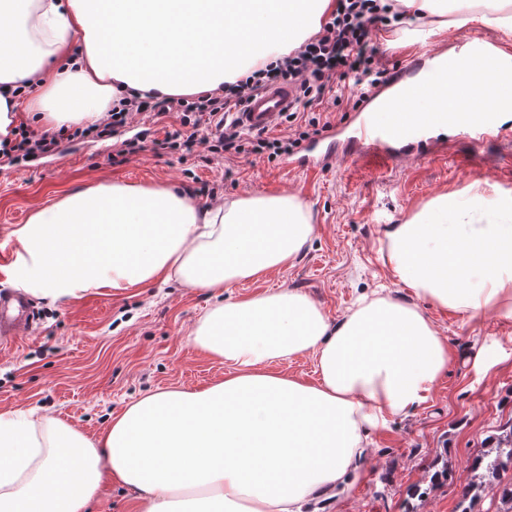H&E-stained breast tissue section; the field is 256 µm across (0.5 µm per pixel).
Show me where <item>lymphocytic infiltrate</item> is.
<instances>
[{"label":"lymphocytic infiltrate","instance_id":"1","mask_svg":"<svg viewBox=\"0 0 512 512\" xmlns=\"http://www.w3.org/2000/svg\"><path fill=\"white\" fill-rule=\"evenodd\" d=\"M407 10L396 0H339L336 13L317 35L277 61L255 69L223 91L198 96H175L162 100L123 98L113 105L106 120L77 129V136L104 139L125 127L139 115L160 124L164 134L157 147L187 158L199 151L230 155L254 154L268 160L294 154L302 143L319 134L321 105L334 88L355 89L365 97L373 88L387 83L389 71L378 59L373 36L408 19ZM288 84L297 90L295 108L282 116L292 135L269 137L261 132L247 133L230 120L229 114L249 95ZM58 134L39 132L20 125L11 141L0 144V155L19 164L34 156L57 153Z\"/></svg>","mask_w":512,"mask_h":512}]
</instances>
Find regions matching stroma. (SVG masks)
<instances>
[{
	"label": "stroma",
	"instance_id": "stroma-1",
	"mask_svg": "<svg viewBox=\"0 0 512 512\" xmlns=\"http://www.w3.org/2000/svg\"><path fill=\"white\" fill-rule=\"evenodd\" d=\"M467 34L512 44V33L482 23L432 31L417 19L377 32L376 43L381 63L395 77L415 52L451 50ZM439 139V147L393 165L370 153L339 160L334 171L323 173L245 155L182 161L151 146L116 165L111 141L66 135L56 157L23 167L0 158V252L16 250L11 232L35 209L102 180L173 183L187 192L216 184L227 201L256 194L298 197L316 226L312 240L293 265L233 284L224 296L288 288L310 297L333 322L364 294L413 302L453 356L425 402L370 431L365 463L324 498L322 512H457L474 456L489 446L496 426L512 419V321L449 313L415 298L397 283L383 253L388 228L433 197L505 195L512 185V117L481 143L456 130ZM215 300L175 280L120 292L92 290L53 304L34 299L36 322L0 347V413H46L92 437L110 416L151 391L220 380L225 365L192 341ZM432 480L438 483L433 491Z\"/></svg>",
	"mask_w": 512,
	"mask_h": 512
}]
</instances>
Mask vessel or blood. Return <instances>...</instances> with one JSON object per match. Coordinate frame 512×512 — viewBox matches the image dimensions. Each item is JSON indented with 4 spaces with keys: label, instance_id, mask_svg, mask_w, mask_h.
I'll use <instances>...</instances> for the list:
<instances>
[{
    "label": "vessel or blood",
    "instance_id": "1",
    "mask_svg": "<svg viewBox=\"0 0 512 512\" xmlns=\"http://www.w3.org/2000/svg\"><path fill=\"white\" fill-rule=\"evenodd\" d=\"M501 43L495 38L481 41L478 53L480 66L468 78H458V59L449 55L440 64H432L428 53L416 56L418 80L402 79L398 93L389 101L390 120L376 128L358 122L350 129L349 139L357 153L380 152L389 160H397L426 129L447 122L449 113H456L457 122L474 140L490 135L492 127L476 121L470 106L485 86H492L495 100H512V79L501 77L499 69ZM433 100L431 110L416 109L419 99ZM295 90L288 85L272 87L252 94L243 106L234 110L233 118L240 128L258 132L276 128L283 112L294 103ZM31 304L22 294L0 295V344L11 343L17 327L28 320Z\"/></svg>",
    "mask_w": 512,
    "mask_h": 512
}]
</instances>
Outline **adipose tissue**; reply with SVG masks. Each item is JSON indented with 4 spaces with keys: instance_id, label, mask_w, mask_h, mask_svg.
<instances>
[{
    "instance_id": "ef3b65f1",
    "label": "adipose tissue",
    "mask_w": 512,
    "mask_h": 512,
    "mask_svg": "<svg viewBox=\"0 0 512 512\" xmlns=\"http://www.w3.org/2000/svg\"><path fill=\"white\" fill-rule=\"evenodd\" d=\"M419 17L512 32V0H404ZM336 0H0V139L18 113L86 127L121 97L209 93L317 34ZM512 199L430 200L387 233L384 260L435 307L512 320ZM477 215L470 235L453 231ZM315 226L293 196L198 206L166 184L101 182L12 232L16 284L53 302L176 279L213 291L291 264ZM196 347L228 365L207 387L158 390L95 437L52 417L0 413V512H88L103 477L136 512H300L345 482L369 430L423 403L447 343L416 305L363 296L337 324L303 293L218 301ZM313 355L310 383L276 363Z\"/></svg>"
}]
</instances>
